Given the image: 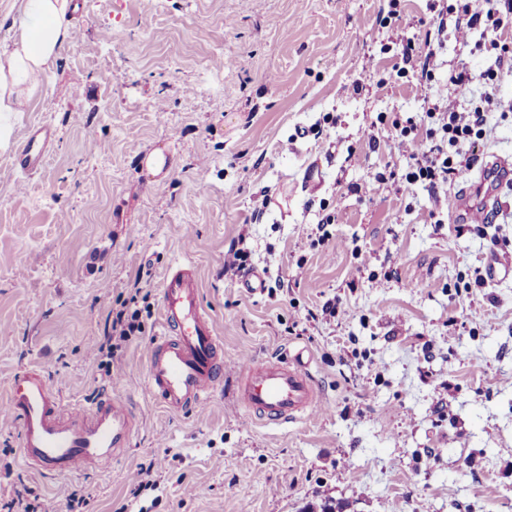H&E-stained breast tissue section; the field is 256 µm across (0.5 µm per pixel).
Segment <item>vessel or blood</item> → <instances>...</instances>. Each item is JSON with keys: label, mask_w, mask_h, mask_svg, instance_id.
I'll list each match as a JSON object with an SVG mask.
<instances>
[{"label": "vessel or blood", "mask_w": 512, "mask_h": 512, "mask_svg": "<svg viewBox=\"0 0 512 512\" xmlns=\"http://www.w3.org/2000/svg\"><path fill=\"white\" fill-rule=\"evenodd\" d=\"M56 130L30 126L13 160L27 174L40 171L53 148ZM512 188V163L494 159L481 165L471 186L483 196V214L497 212ZM149 389L170 410L201 411L224 379V342L202 305L199 278L191 264L169 263L161 283L159 329L148 346ZM238 404L264 424L287 426L324 408L309 364L297 358L251 359L238 374ZM0 414L21 426L22 459L47 477L108 464L124 448L137 423L123 399L103 394L89 404H64L43 375L16 376Z\"/></svg>", "instance_id": "obj_1"}]
</instances>
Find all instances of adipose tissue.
<instances>
[{"label":"adipose tissue","mask_w":512,"mask_h":512,"mask_svg":"<svg viewBox=\"0 0 512 512\" xmlns=\"http://www.w3.org/2000/svg\"><path fill=\"white\" fill-rule=\"evenodd\" d=\"M71 0H19L13 37L0 49V152L14 147L12 130L27 111L61 43L71 39L67 24Z\"/></svg>","instance_id":"1"}]
</instances>
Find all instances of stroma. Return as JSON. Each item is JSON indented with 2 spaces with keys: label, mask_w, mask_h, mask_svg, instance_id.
Returning a JSON list of instances; mask_svg holds the SVG:
<instances>
[{
  "label": "stroma",
  "mask_w": 512,
  "mask_h": 512,
  "mask_svg": "<svg viewBox=\"0 0 512 512\" xmlns=\"http://www.w3.org/2000/svg\"><path fill=\"white\" fill-rule=\"evenodd\" d=\"M73 3L79 36L12 135L45 123L59 138L33 175L0 153V396L39 371L67 400L112 392L139 423L104 469L0 473V506L79 489L81 512H512V278L456 295L489 261L512 265V210L464 230L446 211L433 222L426 189L374 184L406 160L390 130L374 147L362 131L422 109L408 83L352 89L392 34L376 26L390 0ZM442 40L435 99L458 67L496 60L480 31L466 46ZM219 58V82L201 84ZM333 209L338 223L319 233ZM241 236L265 277L256 294L224 275ZM174 259L195 267L224 340V386L198 413L167 410L146 384ZM391 268L397 280L377 286ZM137 282L151 293L144 333L104 375L94 348L106 304ZM334 298L347 312L332 318L322 307ZM298 352L327 410L254 423L233 399L237 370ZM148 465L156 486L134 491Z\"/></svg>",
  "instance_id": "stroma-1"
}]
</instances>
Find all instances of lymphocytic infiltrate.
<instances>
[{"mask_svg": "<svg viewBox=\"0 0 512 512\" xmlns=\"http://www.w3.org/2000/svg\"><path fill=\"white\" fill-rule=\"evenodd\" d=\"M482 9H463L455 12L448 0H433L431 19L436 35L418 38L399 35L395 41V70L398 76L416 80V95L424 105L421 118L394 117V148L407 161L397 181L403 192H412L415 186L424 187L434 203H441V189L475 163V154L486 136L488 114L501 69L512 71V0H483ZM454 31L461 43H468L473 31H480L491 49L496 50V66L475 72L461 68L450 81L454 86L451 96L432 101L431 83L440 36ZM483 85L478 103L470 111L458 109L459 97L470 94L474 85ZM144 293L135 289L126 298L117 299L107 315L108 326L96 346L95 356L100 369L111 371L113 359L120 354L133 337L144 332L142 309L139 305Z\"/></svg>", "mask_w": 512, "mask_h": 512, "instance_id": "f902f5d3", "label": "lymphocytic infiltrate"}]
</instances>
